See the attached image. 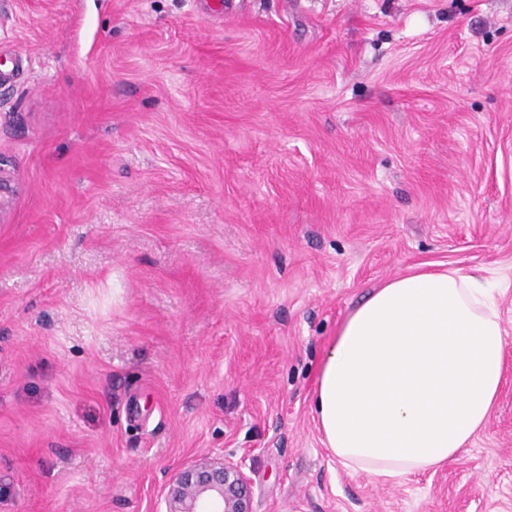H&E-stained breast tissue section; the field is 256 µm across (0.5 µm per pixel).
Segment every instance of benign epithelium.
Masks as SVG:
<instances>
[{"instance_id":"benign-epithelium-1","label":"benign epithelium","mask_w":512,"mask_h":512,"mask_svg":"<svg viewBox=\"0 0 512 512\" xmlns=\"http://www.w3.org/2000/svg\"><path fill=\"white\" fill-rule=\"evenodd\" d=\"M248 454L207 452L166 483L163 512H253Z\"/></svg>"}]
</instances>
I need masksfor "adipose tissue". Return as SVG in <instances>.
Returning a JSON list of instances; mask_svg holds the SVG:
<instances>
[{
  "instance_id": "adipose-tissue-1",
  "label": "adipose tissue",
  "mask_w": 512,
  "mask_h": 512,
  "mask_svg": "<svg viewBox=\"0 0 512 512\" xmlns=\"http://www.w3.org/2000/svg\"><path fill=\"white\" fill-rule=\"evenodd\" d=\"M496 292L481 276L419 268L352 309L314 391L344 468L402 479L450 463L487 426L507 344Z\"/></svg>"
}]
</instances>
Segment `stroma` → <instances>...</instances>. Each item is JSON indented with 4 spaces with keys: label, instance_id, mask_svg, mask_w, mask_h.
I'll list each match as a JSON object with an SVG mask.
<instances>
[{
    "label": "stroma",
    "instance_id": "1",
    "mask_svg": "<svg viewBox=\"0 0 512 512\" xmlns=\"http://www.w3.org/2000/svg\"><path fill=\"white\" fill-rule=\"evenodd\" d=\"M0 170V512H156L219 450L253 512H512V341L433 472L345 469L311 401L411 268L512 334V0H0Z\"/></svg>",
    "mask_w": 512,
    "mask_h": 512
}]
</instances>
